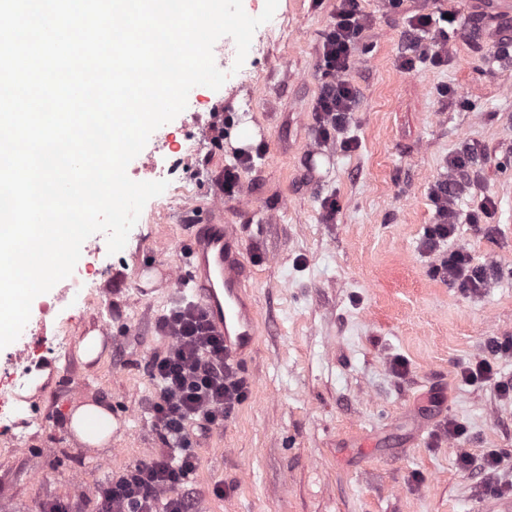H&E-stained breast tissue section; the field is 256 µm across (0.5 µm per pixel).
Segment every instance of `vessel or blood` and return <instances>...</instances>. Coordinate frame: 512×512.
Listing matches in <instances>:
<instances>
[{
  "label": "vessel or blood",
  "mask_w": 512,
  "mask_h": 512,
  "mask_svg": "<svg viewBox=\"0 0 512 512\" xmlns=\"http://www.w3.org/2000/svg\"><path fill=\"white\" fill-rule=\"evenodd\" d=\"M197 265L190 291L217 333L224 337V354L243 362L260 336V321L248 306L243 271L248 261L244 236L235 224H200L192 237Z\"/></svg>",
  "instance_id": "vessel-or-blood-1"
}]
</instances>
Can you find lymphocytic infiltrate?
<instances>
[{
  "label": "lymphocytic infiltrate",
  "instance_id": "lymphocytic-infiltrate-1",
  "mask_svg": "<svg viewBox=\"0 0 512 512\" xmlns=\"http://www.w3.org/2000/svg\"><path fill=\"white\" fill-rule=\"evenodd\" d=\"M413 21L421 36L410 43V52L431 63H443L447 31L433 29V18L427 14L414 16ZM368 24L359 0H340L334 20L322 33L326 79L313 105L316 144L335 139L352 120L359 92L348 73ZM477 155L475 144H464L450 159L447 174L435 181L431 199L436 222L426 233L427 252L440 253L441 245L455 236L459 223L455 201L476 177L472 163ZM440 255L436 273L464 292H480L499 274L495 265L475 262L463 248ZM157 329L170 340L149 363L157 385L151 423L162 445L95 487L88 498L92 512H199L198 501L188 488L198 467L195 449L211 433L223 429L250 390L240 364L226 358L223 338L213 334L196 304L176 305L159 318ZM487 350V356L463 363L458 375L471 385L493 384L501 399L512 401V382L498 378L494 366L495 359L512 357V338H490Z\"/></svg>",
  "mask_w": 512,
  "mask_h": 512
}]
</instances>
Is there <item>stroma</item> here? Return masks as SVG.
Masks as SVG:
<instances>
[{"label": "stroma", "instance_id": "35a3bbf8", "mask_svg": "<svg viewBox=\"0 0 512 512\" xmlns=\"http://www.w3.org/2000/svg\"><path fill=\"white\" fill-rule=\"evenodd\" d=\"M339 0H278L281 29L263 53H248L243 80L194 87L186 109L154 131L137 162L169 167L173 149L194 146L144 206L125 247L100 251L112 291L42 316L34 357L47 381L18 417L0 419V512H36L73 498L75 475L97 486L143 458L160 440L149 422L155 382L147 364L168 344L159 318L190 275L196 224H237L253 245L246 266L262 330L243 362L245 401L198 448L192 491L202 512H506L512 507V402L493 385H467L461 363L485 356L489 337H512V50L491 47L468 19L470 0H362L371 19L348 77L360 98L341 141L315 146L314 100L322 82L320 40ZM456 14L443 64L413 61L404 48L414 14ZM259 128L264 155L243 176L241 194L218 183L235 148L224 134L243 118ZM481 148L478 181L461 215L485 198L494 236L462 223L442 251L467 249L504 274L477 294L448 287L423 252L435 221L430 186L463 143ZM337 204L324 221V199ZM177 281H168L164 269ZM104 349L91 363L60 356L59 337L78 346L88 331ZM409 372L396 376L393 358ZM112 404V451H76L66 412ZM428 427L418 430L417 419ZM448 418L466 435L437 441ZM501 456L498 476L463 475L461 453ZM223 496H215V483Z\"/></svg>", "mask_w": 512, "mask_h": 512}]
</instances>
